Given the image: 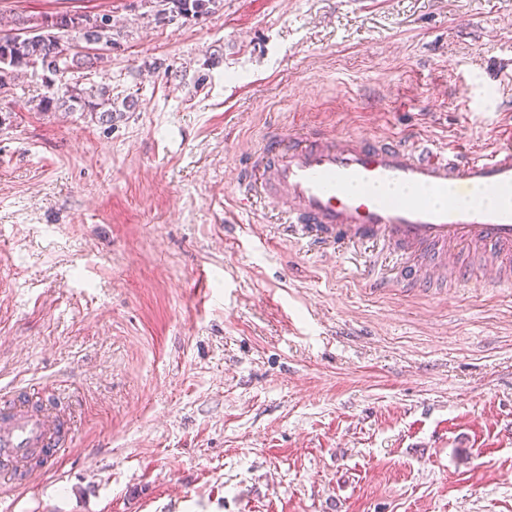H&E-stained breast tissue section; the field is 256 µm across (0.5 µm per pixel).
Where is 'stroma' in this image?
<instances>
[{"instance_id":"obj_1","label":"stroma","mask_w":512,"mask_h":512,"mask_svg":"<svg viewBox=\"0 0 512 512\" xmlns=\"http://www.w3.org/2000/svg\"><path fill=\"white\" fill-rule=\"evenodd\" d=\"M109 11L67 74L111 122L0 90V385L77 403L6 512H512V287L376 295L239 201L269 129L489 149L512 125V0H0ZM167 2L166 4H172L170 7L171 12H175L181 16H192L198 17L210 12L209 5L216 4L215 0H161Z\"/></svg>"}]
</instances>
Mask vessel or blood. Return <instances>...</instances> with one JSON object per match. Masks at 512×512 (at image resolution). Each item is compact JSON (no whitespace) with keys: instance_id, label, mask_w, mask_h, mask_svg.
Returning a JSON list of instances; mask_svg holds the SVG:
<instances>
[{"instance_id":"1","label":"vessel or blood","mask_w":512,"mask_h":512,"mask_svg":"<svg viewBox=\"0 0 512 512\" xmlns=\"http://www.w3.org/2000/svg\"><path fill=\"white\" fill-rule=\"evenodd\" d=\"M241 194L283 218L281 234L326 251L375 243L401 261L409 288L430 284L447 268L448 249H489L496 282L512 260V127L488 153L426 141L374 140L308 131L288 141L271 134L253 158ZM0 410V476L22 488L34 475L31 459L52 471L72 444L71 419L57 402H29L26 388L10 385Z\"/></svg>"}]
</instances>
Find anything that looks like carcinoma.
<instances>
[{
    "label": "carcinoma",
    "instance_id": "1",
    "mask_svg": "<svg viewBox=\"0 0 512 512\" xmlns=\"http://www.w3.org/2000/svg\"><path fill=\"white\" fill-rule=\"evenodd\" d=\"M170 11L181 16L195 17L209 13V5L215 0H169ZM32 34L20 35L0 31V89L14 81L18 71L35 63L47 60L53 68L50 73L59 80L55 96L42 99L46 111L54 108H71L79 103L91 112L99 113V120L112 121V99L106 89L99 91V97L89 100L76 87L67 82L66 74L78 61L71 33L78 34L84 43L91 42L104 48H112V24L106 13L61 11L35 19Z\"/></svg>",
    "mask_w": 512,
    "mask_h": 512
}]
</instances>
